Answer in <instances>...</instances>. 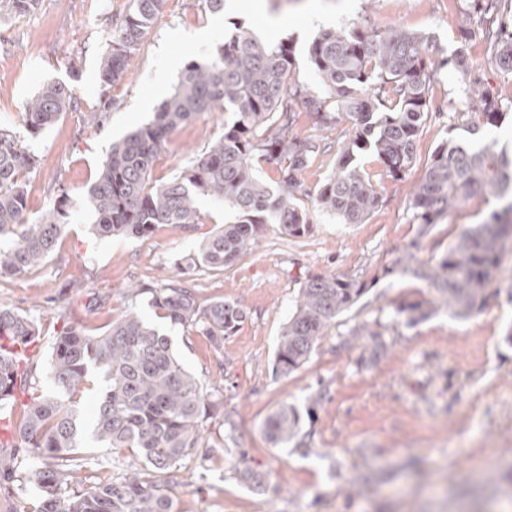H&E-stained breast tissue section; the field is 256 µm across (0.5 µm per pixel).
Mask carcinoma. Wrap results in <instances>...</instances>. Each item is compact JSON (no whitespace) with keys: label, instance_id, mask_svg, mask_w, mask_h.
<instances>
[{"label":"carcinoma","instance_id":"1","mask_svg":"<svg viewBox=\"0 0 512 512\" xmlns=\"http://www.w3.org/2000/svg\"><path fill=\"white\" fill-rule=\"evenodd\" d=\"M131 10L112 34L101 80L112 86L125 79L126 60L141 45L167 0H132ZM39 0H0V16L26 14ZM496 66L512 73V0H490L478 16ZM309 58L326 96L288 82L295 69L288 44L263 43L237 30L206 64L191 61L174 93L157 108L154 120L112 146L88 188L96 214L92 233L99 238L139 237L159 224L186 227L199 223V202L207 197L233 212V222L218 228L198 247L177 260L183 270L220 271L253 247L266 224L301 237L310 219L301 193V174L324 152L323 130L350 123V138L334 171L310 197L312 206L345 224H362L380 194L361 164L376 156L384 171L399 178L414 159L421 124L430 112L431 76L427 40L403 28L383 32L353 27L329 30L312 42ZM470 101L480 104L482 123L500 119L498 102L475 83ZM74 102L64 83L44 85L25 109L28 131L37 135ZM224 111V134L169 181L155 184L151 169L168 135L201 112ZM312 118L316 133L295 131L300 112ZM275 169L268 183L258 167ZM35 159L16 136L0 128V277L22 276L38 269L53 252L65 228L61 209L36 221L27 212L22 177ZM512 188V160L494 144L477 149L446 141L435 151L412 190L414 218L420 233L449 216L472 196L502 200ZM512 255V200L481 224L463 228L439 256L425 259L414 242L388 273L411 274L427 283L428 294L398 305L394 313L413 325L441 312L459 318L480 312L504 260ZM150 304L172 324L194 325L211 347L224 353V338L235 333L246 311L238 301L217 299L201 304L192 288L169 282L142 288ZM366 292L349 277L310 275L279 337L273 372L287 376L302 367L319 346L324 329ZM27 346L39 337L35 319L0 308V338ZM21 356L0 343V412L20 409L12 447L23 450L0 475L13 478L21 462L41 463L36 512H175L172 488L183 477L182 461L205 446V422L217 403L173 353L166 335L150 326L135 309L89 334L71 324L56 338L45 366L53 391L39 388L31 370L20 369ZM103 373L106 387L91 421L93 441L106 448H129L146 462L129 463L118 477L84 487L77 477L90 467L79 414L90 369ZM301 417L288 405L264 422L270 439L286 445L299 433Z\"/></svg>","mask_w":512,"mask_h":512}]
</instances>
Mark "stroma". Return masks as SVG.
Wrapping results in <instances>:
<instances>
[{"mask_svg":"<svg viewBox=\"0 0 512 512\" xmlns=\"http://www.w3.org/2000/svg\"><path fill=\"white\" fill-rule=\"evenodd\" d=\"M244 14L213 13L204 0H167L142 45L127 61L122 82L101 81V60L131 0H41L31 13L0 19V127L37 158L25 173L28 214L38 218L64 201L65 229L41 269L0 277V308L35 318V358L47 363L64 323L90 329L136 309L166 334L186 370L198 378L221 414L207 421L210 449L184 465L194 478L177 487L179 512H512V258L494 282L497 295L468 318L440 313L414 325L394 320L402 301L425 282L386 268L412 241L424 258L440 254L467 224H478L499 201L474 197L449 219L420 235L409 191L438 145L496 142L512 156V74L497 69L481 30L463 36L471 0H244ZM295 51V78L320 94L309 63L314 37L326 30L399 25L428 36L434 50H464L502 118L470 135L467 82L455 70L434 74V108L416 141L412 166L389 177L374 156L362 163L381 195L365 223L310 210L300 238L266 225L257 247L221 271H184L175 262L193 251L230 212L201 201V223L158 226L145 238L101 239L87 190L113 143L148 124L171 95L189 62L218 52L209 32L259 33L277 21ZM68 85L77 102L41 134L30 135L25 108L46 83ZM224 133L222 112H203L167 137L151 173L167 181ZM336 274L364 281L367 291L324 330L310 359L286 376L272 372L279 336L308 276ZM179 280L201 303L239 301L246 317L216 354L195 326L171 324L130 286ZM368 335L351 337L354 327ZM295 406L302 430L285 445L272 443L264 421ZM263 477L251 488L239 477ZM360 480L364 493L347 496ZM40 486L32 473L0 485V512H35Z\"/></svg>","mask_w":512,"mask_h":512,"instance_id":"35a3bbf8","label":"stroma"}]
</instances>
